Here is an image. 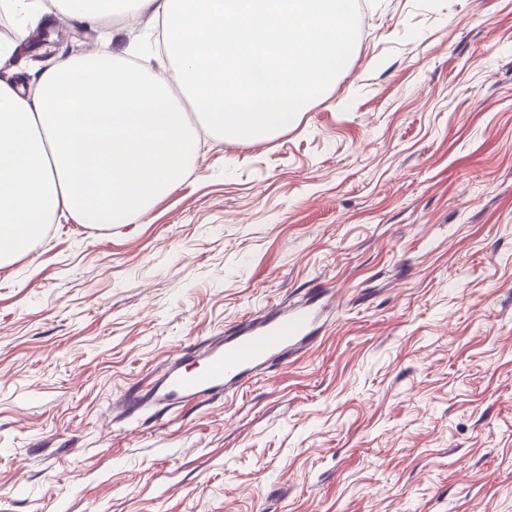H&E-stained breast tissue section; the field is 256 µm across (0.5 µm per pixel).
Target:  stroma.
Returning a JSON list of instances; mask_svg holds the SVG:
<instances>
[{
  "label": "stroma",
  "instance_id": "35a3bbf8",
  "mask_svg": "<svg viewBox=\"0 0 512 512\" xmlns=\"http://www.w3.org/2000/svg\"><path fill=\"white\" fill-rule=\"evenodd\" d=\"M56 14L0 79L158 46ZM279 136L199 140L120 231L0 266V512H512V0H361ZM310 301L311 341L130 411L171 359Z\"/></svg>",
  "mask_w": 512,
  "mask_h": 512
}]
</instances>
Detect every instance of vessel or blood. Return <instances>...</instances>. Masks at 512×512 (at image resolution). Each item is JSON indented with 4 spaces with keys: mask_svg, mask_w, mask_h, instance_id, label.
<instances>
[{
    "mask_svg": "<svg viewBox=\"0 0 512 512\" xmlns=\"http://www.w3.org/2000/svg\"><path fill=\"white\" fill-rule=\"evenodd\" d=\"M318 320L312 307H296L273 315L250 330L214 347L196 371L171 370L154 393L158 403L196 399L220 390L226 377L241 379L271 357L306 340Z\"/></svg>",
    "mask_w": 512,
    "mask_h": 512,
    "instance_id": "obj_1",
    "label": "vessel or blood"
}]
</instances>
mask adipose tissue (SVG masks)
I'll return each instance as SVG.
<instances>
[{
	"mask_svg": "<svg viewBox=\"0 0 512 512\" xmlns=\"http://www.w3.org/2000/svg\"><path fill=\"white\" fill-rule=\"evenodd\" d=\"M15 36L0 66L42 19L43 0H0ZM359 0H132L160 23L170 78L150 59L65 58L0 80V266L28 255L45 224L69 212L108 228L135 223L174 191L199 142L189 112L225 137L286 131L335 82ZM188 96L176 103L172 86Z\"/></svg>",
	"mask_w": 512,
	"mask_h": 512,
	"instance_id": "obj_1",
	"label": "adipose tissue"
}]
</instances>
